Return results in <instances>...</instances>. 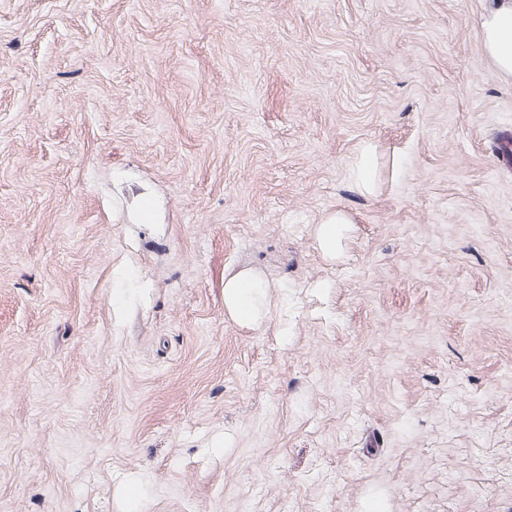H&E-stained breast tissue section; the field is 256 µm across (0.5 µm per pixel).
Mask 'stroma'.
Listing matches in <instances>:
<instances>
[{
    "label": "stroma",
    "instance_id": "35a3bbf8",
    "mask_svg": "<svg viewBox=\"0 0 512 512\" xmlns=\"http://www.w3.org/2000/svg\"><path fill=\"white\" fill-rule=\"evenodd\" d=\"M493 2L0 0V512H512ZM375 157L376 150L372 144H364L361 146L355 166L356 172L354 178L356 179V186L366 194H371L375 190L371 178ZM351 222V217L343 209H336V212L327 215L320 222L317 242L319 249L325 255L332 256L336 253L341 231L339 224H351ZM268 288L258 274L241 271L224 283V307L241 324H253L260 318L261 298Z\"/></svg>",
    "mask_w": 512,
    "mask_h": 512
}]
</instances>
